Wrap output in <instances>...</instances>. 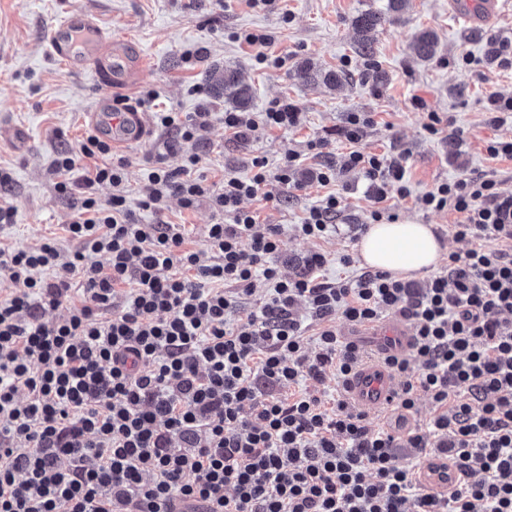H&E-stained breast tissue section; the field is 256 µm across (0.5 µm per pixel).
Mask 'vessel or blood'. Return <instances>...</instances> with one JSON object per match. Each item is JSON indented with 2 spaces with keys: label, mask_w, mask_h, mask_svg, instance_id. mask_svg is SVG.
I'll return each mask as SVG.
<instances>
[{
  "label": "vessel or blood",
  "mask_w": 512,
  "mask_h": 512,
  "mask_svg": "<svg viewBox=\"0 0 512 512\" xmlns=\"http://www.w3.org/2000/svg\"><path fill=\"white\" fill-rule=\"evenodd\" d=\"M49 47L51 54L76 72L92 71L100 84L109 88V96L101 98L87 114L89 125L109 137L113 143L128 145L143 139L147 132L142 112L119 107L114 90L124 88L145 66L143 57L134 55L127 44L114 41L87 11L73 7L53 25ZM380 335L386 336V351H409L413 342L411 327L404 319L383 323ZM348 399L361 408L392 406L396 384L382 362L364 363L346 383ZM421 480L436 492L447 493L458 478L445 465L423 468Z\"/></svg>",
  "instance_id": "b4317fda"
}]
</instances>
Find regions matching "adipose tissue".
<instances>
[{"label": "adipose tissue", "instance_id": "ef3b65f1", "mask_svg": "<svg viewBox=\"0 0 512 512\" xmlns=\"http://www.w3.org/2000/svg\"><path fill=\"white\" fill-rule=\"evenodd\" d=\"M358 252L367 267L405 279L436 267L445 254L431 226L412 221L372 225Z\"/></svg>", "mask_w": 512, "mask_h": 512}]
</instances>
